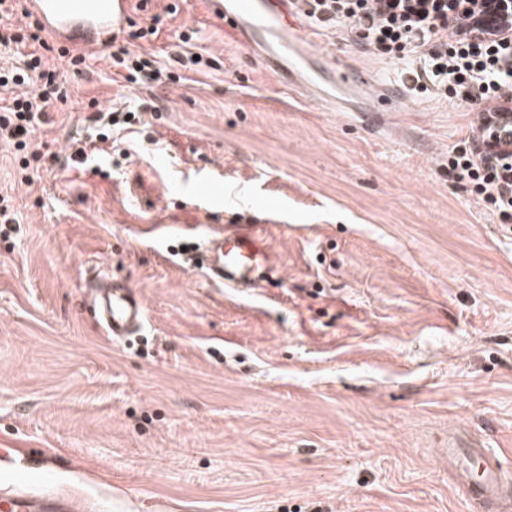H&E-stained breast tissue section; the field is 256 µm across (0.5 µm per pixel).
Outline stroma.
Segmentation results:
<instances>
[{"label":"stroma","instance_id":"stroma-1","mask_svg":"<svg viewBox=\"0 0 512 512\" xmlns=\"http://www.w3.org/2000/svg\"><path fill=\"white\" fill-rule=\"evenodd\" d=\"M146 12L160 65L184 47L213 68L128 83L112 55L139 43L121 33L82 73L50 59L71 99L36 130L39 179L0 143L17 216L0 235V482L87 512H487L448 460L478 445L512 471V223L448 173L477 104L431 89L359 112L353 88L332 112L283 92L205 0ZM322 46L405 78L343 25ZM127 107L146 146L126 158L93 116ZM234 224L264 227L263 287L208 278V241ZM101 270L142 293L134 336L84 309Z\"/></svg>","mask_w":512,"mask_h":512}]
</instances>
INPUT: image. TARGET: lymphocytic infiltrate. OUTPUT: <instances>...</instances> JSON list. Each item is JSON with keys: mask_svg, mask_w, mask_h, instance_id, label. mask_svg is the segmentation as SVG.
<instances>
[{"mask_svg": "<svg viewBox=\"0 0 512 512\" xmlns=\"http://www.w3.org/2000/svg\"><path fill=\"white\" fill-rule=\"evenodd\" d=\"M482 0H305V15L314 24L330 28L347 24L362 42L392 58L418 62L409 79L417 91L436 87L491 108L512 98V38H472L469 20ZM1 45L32 46L24 65L0 70V88L24 86L32 79L44 83L42 91L0 97V141L20 157L22 180L31 183L29 168L42 158L32 139L34 127L46 107H66L64 83L47 66L49 53H57L73 72H81L86 56L76 49L55 47L39 20L0 28ZM480 126L469 133L448 156V172L460 187L475 196L501 223H512V158L495 159L479 146Z\"/></svg>", "mask_w": 512, "mask_h": 512, "instance_id": "f902f5d3", "label": "lymphocytic infiltrate"}]
</instances>
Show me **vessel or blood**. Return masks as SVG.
I'll return each mask as SVG.
<instances>
[{
    "mask_svg": "<svg viewBox=\"0 0 512 512\" xmlns=\"http://www.w3.org/2000/svg\"><path fill=\"white\" fill-rule=\"evenodd\" d=\"M23 4L57 43L91 53L125 29L131 0H23ZM208 9L257 62L273 56L288 65L290 89L312 94L332 109L337 91L352 83L350 74L335 67H310L319 50L311 28L299 20L301 0H208ZM275 264V254L256 227L231 226L210 241L208 276L224 287H253ZM88 293L97 321L113 340L125 339L142 327L146 305L133 288L103 280L89 284ZM458 476L473 501L488 506L504 496L492 449H468ZM82 508L80 500L68 496L0 498V512H81Z\"/></svg>",
    "mask_w": 512,
    "mask_h": 512,
    "instance_id": "vessel-or-blood-1",
    "label": "vessel or blood"
}]
</instances>
